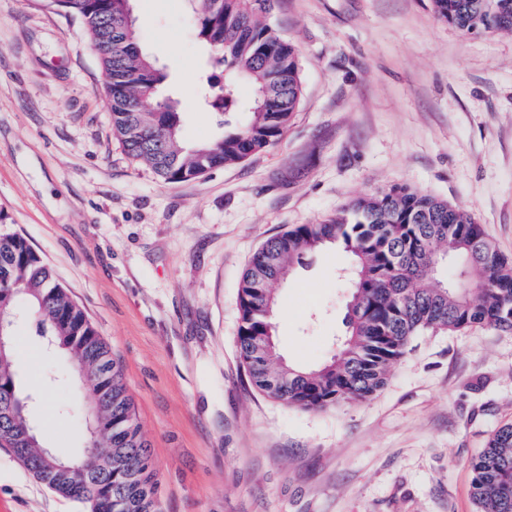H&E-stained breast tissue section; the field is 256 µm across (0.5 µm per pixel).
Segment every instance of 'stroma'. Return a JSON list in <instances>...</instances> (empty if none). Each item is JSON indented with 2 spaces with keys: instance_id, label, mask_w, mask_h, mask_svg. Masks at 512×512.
<instances>
[{
  "instance_id": "stroma-1",
  "label": "stroma",
  "mask_w": 512,
  "mask_h": 512,
  "mask_svg": "<svg viewBox=\"0 0 512 512\" xmlns=\"http://www.w3.org/2000/svg\"><path fill=\"white\" fill-rule=\"evenodd\" d=\"M162 97L201 143L221 75L188 0H132ZM303 98L282 139L167 183L112 133L106 73L53 0H0V232L24 236L120 359L152 445L163 512H477L471 460L512 422V333L413 338L374 398L325 411L270 399L237 354L242 272L268 238L359 196L408 185L483 224L512 257V33L467 35L431 0H275ZM351 260L305 255L279 288L288 362L317 367L343 337ZM23 388L60 370L13 338ZM78 394L33 408L45 444L81 451ZM0 512H80L0 447Z\"/></svg>"
}]
</instances>
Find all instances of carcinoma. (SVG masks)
<instances>
[{
  "instance_id": "cac0c4a2",
  "label": "carcinoma",
  "mask_w": 512,
  "mask_h": 512,
  "mask_svg": "<svg viewBox=\"0 0 512 512\" xmlns=\"http://www.w3.org/2000/svg\"><path fill=\"white\" fill-rule=\"evenodd\" d=\"M121 0H56L86 27L107 74L112 132L135 161L166 182L199 177L244 161L275 145L288 129L302 98L295 47L268 23L272 0H190L197 35L224 67V81L202 79L205 104L222 115L246 112L245 125L187 147L181 117L166 101L154 102L166 75L143 53L135 26L121 17ZM434 13L468 32L512 30V0H432ZM252 88L238 96V82ZM324 246L354 258L355 280L346 303V334L336 353L307 371L284 363L274 342L276 286L295 259ZM462 269L443 288L428 268L439 264L436 249ZM0 312H19L24 325L54 354L85 363L69 366L66 379L85 390L79 404L86 446L76 464L86 474L48 478L40 470L39 446L29 411L16 415L3 432L15 458L42 485L79 503L85 512H161L150 444L127 393L120 362L83 310L55 280L29 242L0 233ZM486 325L512 332V260L504 257L471 215L411 187H394L360 198L315 224H297L268 240L243 272L239 291V358L263 395L306 410L372 398L411 339L426 331H463ZM22 399L14 351L0 361V407L10 395ZM99 448H118L112 474L97 479L87 495L85 475ZM472 497L479 512H512V423L496 428L470 463Z\"/></svg>"
}]
</instances>
